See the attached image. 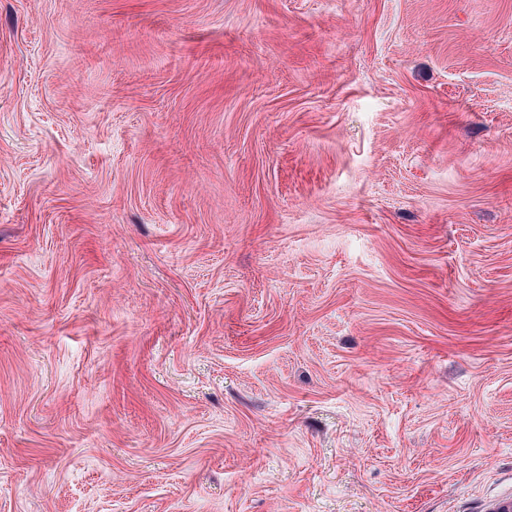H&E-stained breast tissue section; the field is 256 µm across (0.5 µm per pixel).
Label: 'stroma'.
Masks as SVG:
<instances>
[{
  "label": "stroma",
  "mask_w": 512,
  "mask_h": 512,
  "mask_svg": "<svg viewBox=\"0 0 512 512\" xmlns=\"http://www.w3.org/2000/svg\"><path fill=\"white\" fill-rule=\"evenodd\" d=\"M512 496V0H0V512Z\"/></svg>",
  "instance_id": "1"
}]
</instances>
